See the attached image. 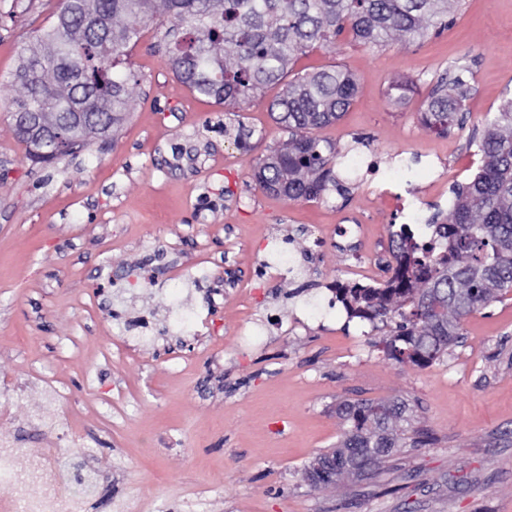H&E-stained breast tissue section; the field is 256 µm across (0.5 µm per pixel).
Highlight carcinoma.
Listing matches in <instances>:
<instances>
[{
  "label": "carcinoma",
  "instance_id": "cac0c4a2",
  "mask_svg": "<svg viewBox=\"0 0 512 512\" xmlns=\"http://www.w3.org/2000/svg\"><path fill=\"white\" fill-rule=\"evenodd\" d=\"M460 0H63L52 30L27 45L14 82L18 123L38 112L76 149L103 138L129 112L135 75L116 70L141 27L166 15L188 27L189 39L168 45L173 73L188 88L241 109L279 83L310 50L344 35L365 47L412 41L448 27ZM463 66L448 68L423 104L424 125L446 134L463 122L469 83ZM358 91L346 69L296 74L270 104L288 143L267 155L255 180L290 201H309L348 188L336 175L345 155L313 132L344 115ZM482 164L466 183L450 187L451 206L433 216V235L410 225L391 234L394 263L381 285L337 279L328 289L348 318L390 328L381 352L399 364L424 368L458 343L464 320L512 292V98L504 100L475 141ZM343 433L336 447L309 467L316 484L335 485L373 474L405 444L407 406L398 399L343 402Z\"/></svg>",
  "mask_w": 512,
  "mask_h": 512
}]
</instances>
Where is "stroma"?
Wrapping results in <instances>:
<instances>
[{
    "mask_svg": "<svg viewBox=\"0 0 512 512\" xmlns=\"http://www.w3.org/2000/svg\"><path fill=\"white\" fill-rule=\"evenodd\" d=\"M62 0H0V435L39 451L28 420L59 410L102 482L87 512H512V292L470 315L461 343L418 369L388 360L383 331L331 304L330 283L392 258L400 208L428 221L430 182H467L469 140L512 96V0H461L448 27L401 45L314 49L296 73L341 66L358 93L318 136L360 158L347 196L293 202L253 174L287 142L268 88L245 109L193 93L142 26L124 69L129 114L108 140L50 164L25 155L11 112L23 48ZM472 90L440 135L421 104L450 65ZM246 145H239L238 137ZM410 162L399 198L376 194ZM235 285L222 289L227 273ZM399 398L423 443L372 476L315 487L306 468L342 433L343 401Z\"/></svg>",
    "mask_w": 512,
    "mask_h": 512,
    "instance_id": "1",
    "label": "stroma"
}]
</instances>
